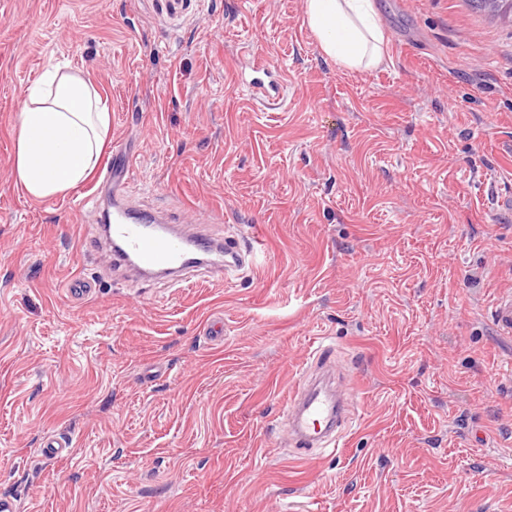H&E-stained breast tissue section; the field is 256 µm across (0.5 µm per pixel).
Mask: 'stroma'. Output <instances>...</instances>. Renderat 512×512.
<instances>
[{
  "label": "stroma",
  "instance_id": "obj_1",
  "mask_svg": "<svg viewBox=\"0 0 512 512\" xmlns=\"http://www.w3.org/2000/svg\"><path fill=\"white\" fill-rule=\"evenodd\" d=\"M383 62L327 61L304 0H0V493L20 512H512V12L374 0ZM66 58L136 156L132 203L258 235L229 283L113 272L85 181L13 174L21 92ZM284 82L255 102L234 72ZM93 288L74 297L79 280ZM224 338L211 340L213 321ZM327 346L338 449L280 427ZM73 452L48 458L46 436ZM493 320L500 331L512 333V293L497 298L493 305Z\"/></svg>",
  "mask_w": 512,
  "mask_h": 512
}]
</instances>
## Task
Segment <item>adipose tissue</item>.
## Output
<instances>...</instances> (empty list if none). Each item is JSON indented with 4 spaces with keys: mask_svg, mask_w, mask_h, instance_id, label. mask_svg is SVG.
I'll use <instances>...</instances> for the list:
<instances>
[{
    "mask_svg": "<svg viewBox=\"0 0 512 512\" xmlns=\"http://www.w3.org/2000/svg\"><path fill=\"white\" fill-rule=\"evenodd\" d=\"M324 56L345 68L379 65L383 32L373 0H304ZM110 117L99 90L68 60L53 59L28 86L15 121V183L39 201L86 180L105 146Z\"/></svg>",
    "mask_w": 512,
    "mask_h": 512,
    "instance_id": "obj_1",
    "label": "adipose tissue"
}]
</instances>
